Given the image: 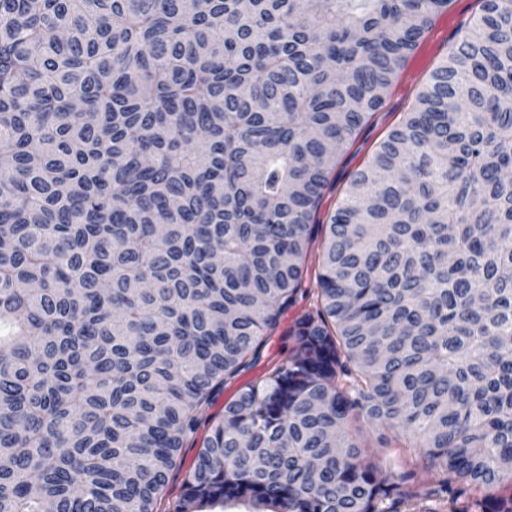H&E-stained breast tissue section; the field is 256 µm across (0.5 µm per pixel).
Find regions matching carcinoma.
Instances as JSON below:
<instances>
[{
    "label": "carcinoma",
    "mask_w": 512,
    "mask_h": 512,
    "mask_svg": "<svg viewBox=\"0 0 512 512\" xmlns=\"http://www.w3.org/2000/svg\"><path fill=\"white\" fill-rule=\"evenodd\" d=\"M453 2L0 0V512H398L362 420L512 512V0L318 219ZM320 242L319 239L311 248L306 263L308 264L307 283L305 288L311 289L310 293L299 294L296 304L283 316L278 330L266 338L261 349L260 356L255 366L242 373L236 379L224 384V391L215 399L209 413L215 417L224 413V405L233 400L238 390L249 382L262 378L273 372L282 362L288 358L293 346L288 340V329L292 326L295 317L313 306V288H315V275L319 270ZM211 424L206 422L202 424L195 435L188 439L182 448L181 455L183 457V469L178 475L174 474L170 477L169 483V499L175 500L182 493L183 473L189 469L197 455L199 448L202 447L204 440L210 434Z\"/></svg>",
    "instance_id": "1"
}]
</instances>
